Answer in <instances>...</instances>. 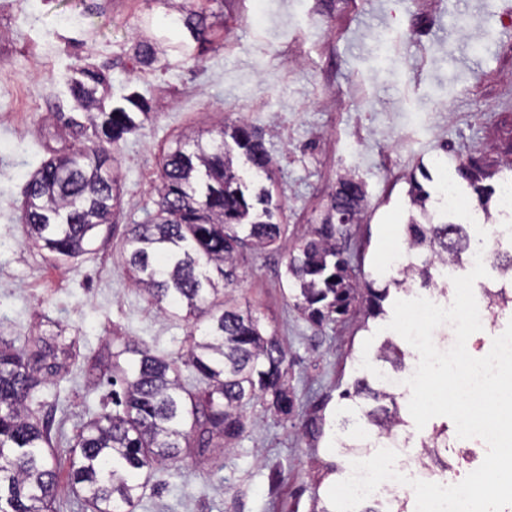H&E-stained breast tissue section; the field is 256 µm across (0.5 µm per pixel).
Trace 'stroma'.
Masks as SVG:
<instances>
[{"label": "stroma", "mask_w": 512, "mask_h": 512, "mask_svg": "<svg viewBox=\"0 0 512 512\" xmlns=\"http://www.w3.org/2000/svg\"><path fill=\"white\" fill-rule=\"evenodd\" d=\"M144 18L166 23L156 0H0V335L75 339L69 372L43 390L39 412L69 437L112 392L100 361L113 342L178 350L189 326L131 285L125 227L155 211L176 135L206 137L246 118L264 136L288 238L240 268L233 296L285 343L295 410L282 418L254 403L232 448L159 472L136 512H312L340 479L326 464L348 463L331 439L343 392L365 373L363 343L392 333L387 318L365 320L358 306L320 328L306 321L282 290L284 253L352 173L367 205L350 230L351 267L383 287L394 274L383 256L405 240L411 172L438 160L451 169L468 157L512 161V0H225L201 62L150 69L132 52ZM86 64L109 69L112 98L131 83L156 109L114 154L122 195L111 231L91 253L54 260L25 243L23 191L50 154L84 142L49 114L74 112L67 81ZM312 418L323 435L303 431ZM486 451L450 435L444 479L459 483Z\"/></svg>", "instance_id": "35a3bbf8"}]
</instances>
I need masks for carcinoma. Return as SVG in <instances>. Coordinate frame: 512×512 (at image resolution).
Here are the masks:
<instances>
[{
  "mask_svg": "<svg viewBox=\"0 0 512 512\" xmlns=\"http://www.w3.org/2000/svg\"><path fill=\"white\" fill-rule=\"evenodd\" d=\"M214 16L205 6L178 10L167 27L185 37L172 43L151 32L134 44L135 59L144 68L167 52L201 61ZM108 83L96 67L75 70L68 92L86 121L61 112L55 117L78 129L86 144L43 161L27 183V237L56 259L91 250L101 231L111 229L120 204L112 151L143 129L154 111L153 100L135 88L112 101L101 92ZM456 171L469 182L478 207L490 212L494 188L483 182L501 172L498 165L460 159ZM271 178L265 141L243 118L191 148L179 142L169 148L155 213L127 227L124 265L150 305L192 321L193 329L175 353H160L145 342L112 343V385H122L123 392L112 391V411L90 417L73 439H53L32 405L40 388L68 372L76 340L59 333L0 336V512H61L56 486L63 470L91 512H134L155 472L187 458L200 464L238 440L247 429V406L261 400L276 415L293 413L288 350L226 291L238 279L239 262L286 233V225L276 221L280 206L262 185ZM409 197L416 212L405 224V241L421 263L411 262L391 283L406 289L418 279L444 292L446 284L435 273L441 264L463 263L472 244L467 225L430 222V195L414 176ZM365 204L363 184L341 176L321 222L287 255L286 295L314 325L337 321L356 303L368 319L385 313L390 288L354 282L344 248ZM374 360L392 372L382 379L358 377L343 394L355 403L343 417L355 424L354 431L336 438L346 456L354 448L377 447L404 425L392 388L394 375L408 370L405 353L389 342ZM444 434L440 430L423 444L424 468L446 467L438 453L448 443Z\"/></svg>",
  "mask_w": 512,
  "mask_h": 512,
  "instance_id": "1",
  "label": "carcinoma"
}]
</instances>
